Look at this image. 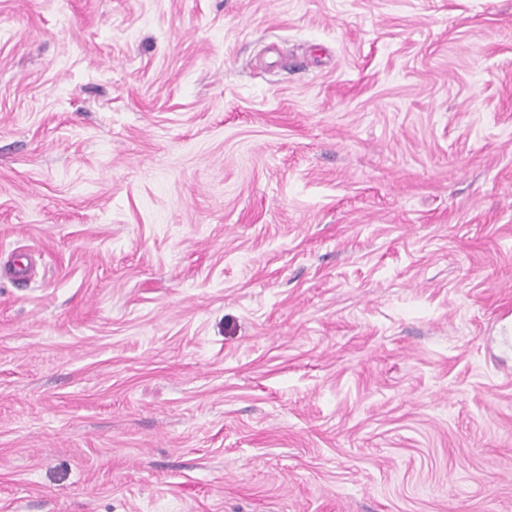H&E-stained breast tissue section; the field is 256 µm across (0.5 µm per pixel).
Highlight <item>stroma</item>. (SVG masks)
<instances>
[{"label":"stroma","instance_id":"obj_1","mask_svg":"<svg viewBox=\"0 0 512 512\" xmlns=\"http://www.w3.org/2000/svg\"><path fill=\"white\" fill-rule=\"evenodd\" d=\"M0 512H512V0H0Z\"/></svg>","mask_w":512,"mask_h":512}]
</instances>
